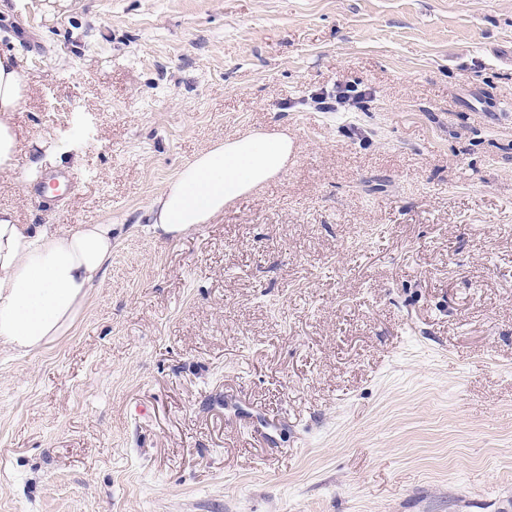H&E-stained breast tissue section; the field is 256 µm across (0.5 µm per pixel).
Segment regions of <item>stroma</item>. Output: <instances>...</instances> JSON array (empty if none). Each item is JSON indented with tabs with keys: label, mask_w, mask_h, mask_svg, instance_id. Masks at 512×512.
I'll return each mask as SVG.
<instances>
[{
	"label": "stroma",
	"mask_w": 512,
	"mask_h": 512,
	"mask_svg": "<svg viewBox=\"0 0 512 512\" xmlns=\"http://www.w3.org/2000/svg\"><path fill=\"white\" fill-rule=\"evenodd\" d=\"M3 52L0 211L119 241L0 349V512H512V0H0ZM273 133L276 176L155 237L184 164ZM28 93L16 58L10 54L0 56V170L13 167L15 132L2 116L15 112ZM69 176L59 174L54 171H47L40 175L34 187L28 193L31 197L43 198L46 197L50 191L55 190L62 182H69Z\"/></svg>",
	"instance_id": "35a3bbf8"
}]
</instances>
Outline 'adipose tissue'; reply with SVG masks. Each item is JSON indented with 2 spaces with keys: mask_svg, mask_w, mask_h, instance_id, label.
<instances>
[{
  "mask_svg": "<svg viewBox=\"0 0 512 512\" xmlns=\"http://www.w3.org/2000/svg\"><path fill=\"white\" fill-rule=\"evenodd\" d=\"M28 89L14 56H0V170L13 164L15 132L7 113ZM285 137L247 136L199 152L153 201L150 227L178 239L222 213L232 199L269 180L288 160ZM115 233L108 224L63 231L0 216V347L30 352L63 335L102 281Z\"/></svg>",
  "mask_w": 512,
  "mask_h": 512,
  "instance_id": "obj_1",
  "label": "adipose tissue"
}]
</instances>
